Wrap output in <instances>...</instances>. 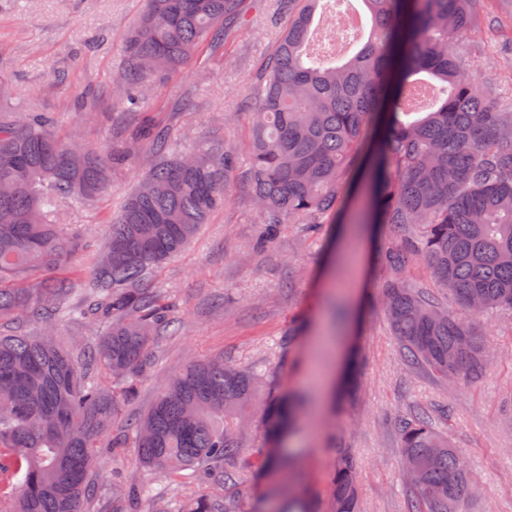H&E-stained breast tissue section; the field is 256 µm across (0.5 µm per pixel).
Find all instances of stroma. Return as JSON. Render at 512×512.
<instances>
[{
  "label": "stroma",
  "mask_w": 512,
  "mask_h": 512,
  "mask_svg": "<svg viewBox=\"0 0 512 512\" xmlns=\"http://www.w3.org/2000/svg\"><path fill=\"white\" fill-rule=\"evenodd\" d=\"M144 8L145 0H0V74L11 93L0 107L49 113L64 141L115 157L101 196L60 207L68 231L98 248L107 217L145 172L139 157L119 156L113 128L134 125L144 111L167 128L170 152L201 151L208 135L235 147L239 164H246L249 119L242 104L285 26L278 0H250L249 24L233 43L162 76L135 113L112 80ZM488 11V21L466 35L461 49L468 74L510 106L512 55L503 47L512 42V0H490ZM91 91L98 94L95 104L82 110ZM263 228L248 183L234 179L224 208L183 251L151 269L152 285L177 301L180 332L154 343L134 411L144 412L188 359L224 358L257 376L256 415L240 435L253 458L266 445V402L312 388L318 369L333 381L334 396L301 420L286 449L303 460L319 512H331L328 482L340 448L357 463L361 512H405L395 421L415 406L429 408L439 429L465 451L479 488L474 512H512V316L476 317L488 343L486 371L456 387L403 362L379 298L386 271L375 242L395 237L391 225L366 238L358 261L342 269L336 266L339 225L312 234L307 225L288 222L268 245L261 242ZM120 477L136 483L147 500L201 491L147 470L128 448L103 459L90 512H111ZM274 485L250 470L224 493L239 512H257Z\"/></svg>",
  "instance_id": "1"
}]
</instances>
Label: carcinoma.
<instances>
[{"mask_svg":"<svg viewBox=\"0 0 512 512\" xmlns=\"http://www.w3.org/2000/svg\"><path fill=\"white\" fill-rule=\"evenodd\" d=\"M284 0L288 23L256 77L249 167L253 200L268 225L336 221L352 176L368 165L370 205L360 224H393L414 235L383 246L391 271L381 299L405 361L451 384L484 373L486 346L474 323L449 306L512 313V108L501 106L465 70L457 43L486 0H361L366 41L350 57L316 44L322 2ZM246 0H146L124 46L116 87L140 100L153 82L198 56L223 49L246 27ZM146 145L151 162L109 222L86 280L58 272L83 248L58 224L60 203L90 201L106 188L110 159L65 143L38 112L0 113V326L33 321L27 335L0 332V512H82L98 448L133 445L142 464L173 481L185 472L216 487L238 479V440L256 394L255 376L222 359L192 360L138 417L126 414L137 377L159 334L176 332L175 304L145 281L224 208L238 170L236 150L216 139L204 153L165 157L167 134L146 118L125 153ZM422 262L433 290L403 277ZM81 282L86 312L106 332L93 346L55 341L52 324L72 312ZM106 367L112 384L97 382ZM295 408L270 402L264 420L275 446L292 432ZM401 467H410L406 512H470L477 484L467 456L422 408L397 419ZM333 512H359L357 469L341 450L332 471ZM133 483L112 497L131 505ZM288 510L316 512L315 496L288 463L278 497ZM150 512H237L217 492Z\"/></svg>","mask_w":512,"mask_h":512,"instance_id":"carcinoma-1","label":"carcinoma"}]
</instances>
